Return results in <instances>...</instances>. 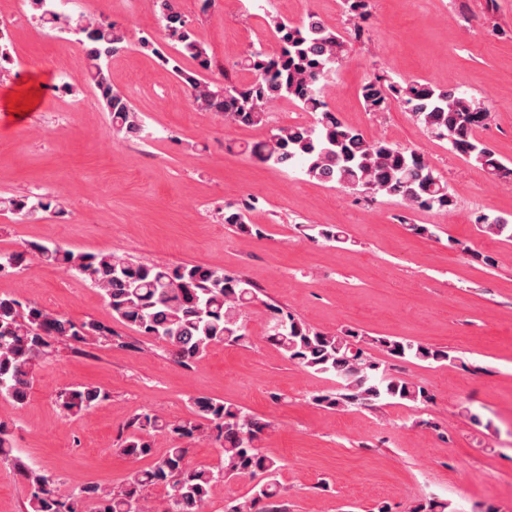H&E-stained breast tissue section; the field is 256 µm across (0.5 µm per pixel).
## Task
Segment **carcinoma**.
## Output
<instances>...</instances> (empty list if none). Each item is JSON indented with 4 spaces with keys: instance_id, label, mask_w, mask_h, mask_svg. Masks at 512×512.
Returning a JSON list of instances; mask_svg holds the SVG:
<instances>
[{
    "instance_id": "cac0c4a2",
    "label": "carcinoma",
    "mask_w": 512,
    "mask_h": 512,
    "mask_svg": "<svg viewBox=\"0 0 512 512\" xmlns=\"http://www.w3.org/2000/svg\"><path fill=\"white\" fill-rule=\"evenodd\" d=\"M352 21L351 35L358 40L369 18L368 0H344ZM166 37L174 42L175 54L164 53L150 37L139 47L161 58L164 65L187 87L191 99L236 125L263 126L268 106L287 99L313 114L310 124L282 126L265 138L245 146L258 161L276 167H298L308 177L336 183L348 190L375 197H397L410 209H448L453 201L438 172L417 151L385 139H368L346 125L322 100L329 79L336 74L350 49V42L325 26L314 13L294 23L271 19L283 57L275 63L266 50L252 45L236 62L251 74L247 83L229 78L218 81L206 76L211 60L201 41L179 11L177 0H157ZM75 27L76 40L86 52L88 67L83 81L99 93L112 119V130L125 137L144 131L140 114L127 96L112 87L109 63L126 48L125 36L113 25L81 17ZM367 111L385 112L396 101L412 112L428 132L445 141L448 149L497 177L512 176L495 151L477 135L491 113L464 92L430 82L396 81L386 73L376 74L361 88ZM0 207L24 219L39 212L62 214L60 203L48 195L0 197ZM250 201L224 206V223L247 236L262 234L251 223ZM480 231L490 237L512 239V223L503 217L482 215ZM36 260L57 265L97 288L112 314L122 324L156 340L170 358L188 366L214 345H234L244 338L247 310L256 301L255 285L248 279L227 274L224 269L200 264L173 268L132 262L113 253H74L58 247L30 244L20 252H0V271L28 268ZM266 341L276 346L296 366L336 378L334 393L312 397L326 408L373 407L382 401L396 404L429 400L425 389L389 371L368 356V346L380 347L396 360L449 362L450 353L397 337L366 338L347 328L336 332L315 330L300 319L269 307ZM112 335V329L95 320L76 323L38 306L0 295V398L17 406L31 394L39 361L52 355L55 344L74 347L95 344ZM107 394L89 385H72L60 390L56 405L69 416L85 414L97 407ZM193 417L170 423L156 414L135 416L130 432L120 444L132 460L153 454L158 433L183 440L216 431L223 465L214 470L191 463L189 448L175 444L156 458L154 464L137 470L120 487L85 483L66 492L59 479L35 470L13 455V431L0 420V463L25 473L31 486L28 512H128L133 503L139 512H206L210 490L220 479L245 477L254 482L252 493L236 499L226 512H282L278 481L281 463L258 445L272 423L247 412L242 406L209 397L192 403ZM162 486V502L153 504L146 495L150 487ZM448 504L435 499L419 500L408 512H445Z\"/></svg>"
}]
</instances>
